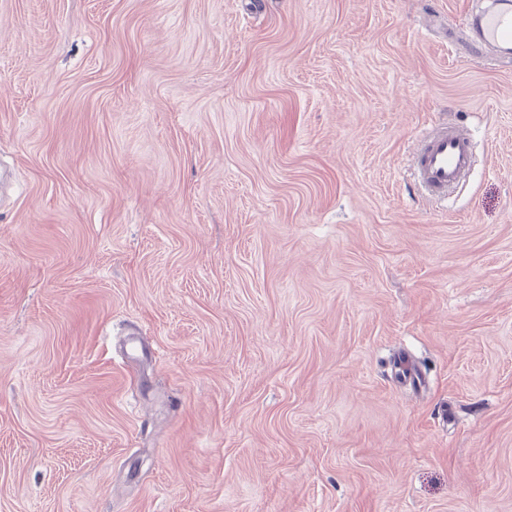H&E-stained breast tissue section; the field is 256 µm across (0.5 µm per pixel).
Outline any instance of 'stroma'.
<instances>
[{
    "instance_id": "35a3bbf8",
    "label": "stroma",
    "mask_w": 512,
    "mask_h": 512,
    "mask_svg": "<svg viewBox=\"0 0 512 512\" xmlns=\"http://www.w3.org/2000/svg\"><path fill=\"white\" fill-rule=\"evenodd\" d=\"M485 4L0 0V512H512ZM473 164L470 135L451 124L433 128L415 159V174L429 195L448 196L469 174Z\"/></svg>"
}]
</instances>
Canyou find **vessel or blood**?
<instances>
[{"mask_svg":"<svg viewBox=\"0 0 512 512\" xmlns=\"http://www.w3.org/2000/svg\"><path fill=\"white\" fill-rule=\"evenodd\" d=\"M480 43L512 45V7L495 6L472 22ZM473 164L472 140L451 124L436 126L425 137L415 159V174L429 195L442 198L469 174Z\"/></svg>","mask_w":512,"mask_h":512,"instance_id":"obj_1","label":"vessel or blood"}]
</instances>
